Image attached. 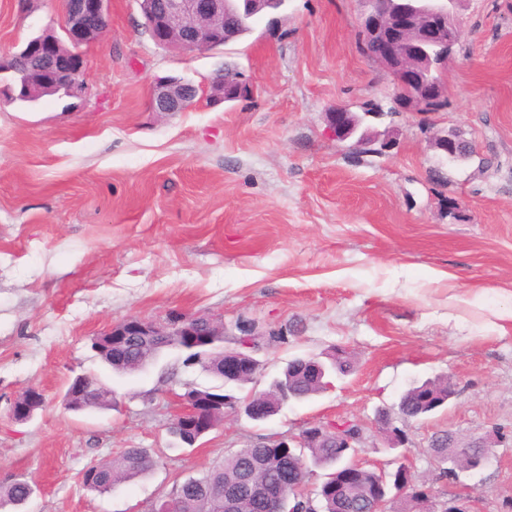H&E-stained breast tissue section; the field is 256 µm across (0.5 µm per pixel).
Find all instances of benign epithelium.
I'll return each instance as SVG.
<instances>
[{
	"mask_svg": "<svg viewBox=\"0 0 512 512\" xmlns=\"http://www.w3.org/2000/svg\"><path fill=\"white\" fill-rule=\"evenodd\" d=\"M109 0H66L61 29L65 38L77 45L88 46L104 29L108 21ZM463 0H366L362 11L361 32L366 35L377 53L373 60L381 64L393 77L398 94L411 93L412 104L418 105L432 99L440 92L441 84L435 75L443 74L460 42L459 10ZM229 0H148L145 21L151 38L161 46H174L190 53H207L233 41L236 27L224 24ZM236 14L239 20H251L267 9H275L278 0H238ZM62 42L51 31H45L20 46L10 60L18 64L36 50L46 53L36 60L38 68L28 72L23 83L26 93L35 98L54 93L62 87L74 94L83 88V67L62 73L55 82L47 80L43 70L56 67L55 55L61 53ZM247 83L238 76L236 84L227 86L224 73H219L208 83L206 96L218 100L240 98L246 95ZM200 88L195 84L173 77L158 78L154 82L150 99L153 112H185L197 103ZM331 126L340 141L353 140L355 148L372 144L376 137L369 131L357 132L353 113L338 105L330 113ZM434 147L442 160L456 163L470 156L467 140L451 129L433 137ZM236 347H224L228 326L224 319L205 314H172L161 321H148L128 317L103 333L100 345L121 347L130 336H186L192 346H201L206 354L200 356L204 370H223L224 383H240L244 372L258 369L261 361L262 335L256 328L239 321L235 323ZM74 388L64 397V405L71 411L83 406L84 389L98 380L93 374L73 377ZM455 397L453 386L443 387L433 404L411 416L402 410L397 414L404 420L420 419ZM37 389L27 388L11 403L9 417L16 422L31 419L36 412ZM180 412L174 414L169 428L180 429L184 444L193 446L197 436L212 431L209 415L221 410L224 416L245 414L253 421L272 418L265 396L253 393L242 404L229 400L205 398L199 393L185 392L178 397ZM379 429L387 437L390 447L403 443L399 429L393 427L388 411L378 415ZM362 441V433L353 424L315 425L306 428L297 437L281 435L275 439V448H339L340 460L336 472L326 477V482L336 485L342 495L344 512H469L467 499H437L433 489L419 486L409 468H397L387 474L378 470L379 477L372 485L351 494L352 485L360 481L363 470L354 450ZM480 456L468 454V447H460L446 455H434L441 470L450 474L458 470H476L490 457L492 442L482 440ZM296 487L284 489L270 504L271 512H295L293 494Z\"/></svg>",
	"mask_w": 512,
	"mask_h": 512,
	"instance_id": "7a95c632",
	"label": "benign epithelium"
}]
</instances>
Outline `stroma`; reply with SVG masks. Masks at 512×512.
<instances>
[{"label":"stroma","instance_id":"35a3bbf8","mask_svg":"<svg viewBox=\"0 0 512 512\" xmlns=\"http://www.w3.org/2000/svg\"><path fill=\"white\" fill-rule=\"evenodd\" d=\"M61 16L62 0H0V52ZM460 21L441 112L389 114L396 86L359 47L357 0H284L205 54L157 45L138 0H111L84 92L0 101V484L30 482L22 512H148L238 449L343 422L361 428L367 467L399 460L440 499L468 493L471 512H512V0H464ZM227 63L245 97L150 111L155 78L203 87ZM368 100L386 113L363 124L393 140L389 152L329 127L336 105L357 113ZM449 128L474 143L469 160H440L432 137ZM172 312L290 328L260 353L257 392L288 359L334 347L355 371L269 422L232 416L183 448L168 433L172 395L213 376L179 369L173 350L118 374L90 349L113 323ZM89 372L119 409H65L69 378ZM443 378L455 397L394 419L406 441L388 447L379 409ZM31 386L43 409L12 423L11 400ZM443 431L499 441L483 469L451 480L428 450ZM130 447L150 449L154 470L109 492L82 484L86 467Z\"/></svg>","mask_w":512,"mask_h":512}]
</instances>
